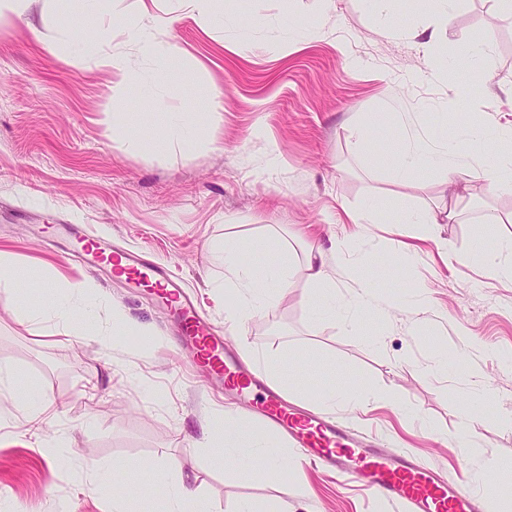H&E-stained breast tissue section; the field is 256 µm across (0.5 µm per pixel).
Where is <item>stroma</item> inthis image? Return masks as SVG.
I'll return each instance as SVG.
<instances>
[{
  "mask_svg": "<svg viewBox=\"0 0 512 512\" xmlns=\"http://www.w3.org/2000/svg\"><path fill=\"white\" fill-rule=\"evenodd\" d=\"M224 13L231 23L212 32L180 15L168 34L180 50L173 74L181 103L214 87L223 109L204 115V145L163 154L131 150L122 135L105 131V111L136 106V89L115 86L73 50L54 55L32 37L33 25H80L76 0H56L50 9L32 0L23 17L0 21V251L26 273L18 288L0 282V368L39 386L51 402L35 429L12 397L0 396V494L38 512H113L127 492L137 512H159L162 483L182 479L207 512H234L245 498L281 499L293 512H407L293 447L272 480L213 467L200 445L221 414L254 429L267 420L191 366L177 319L150 289L68 259V240L46 241L45 224L82 226L165 265L257 371L274 362L308 373L306 390L335 380L378 394L379 407L365 414L288 394L289 402L337 419L350 439L408 453L418 467L476 493L487 486L512 491V471L485 467L492 458L512 459V429L492 424L512 413V281L458 260L476 239L490 247L512 240V223L483 221L490 211H512V187L492 196L477 180L459 223L400 224L402 210L437 204L438 173L425 169L412 186L393 184L385 158L403 134L396 122L373 130L368 148L351 137L364 116L405 112L424 139L442 132L456 149L481 154L492 175L495 154L462 139L458 121L512 122V20H493L492 0H457L425 53L416 35L435 17L422 0H394L386 13L370 11L364 0H224ZM290 33L301 42L281 54L275 42ZM243 38L250 48L230 51ZM483 43L491 46L493 77L462 95L453 60L459 48ZM374 196L384 223L371 225L355 252L336 253L334 242L356 230L350 214ZM272 236L291 255L290 288L230 324L225 310L234 295L222 286L215 250L243 240L246 260L265 264L273 256L262 243ZM397 236L419 254L410 261L375 256L374 304L357 325L319 316L304 251L326 253L347 296L363 272L359 253ZM58 273L94 285L92 327L111 325L117 308L128 332L91 340L22 317L15 293L43 299L44 281ZM143 328L150 339L140 336ZM442 353L448 370L432 373ZM472 398L475 445L460 448L454 434ZM54 436L71 453L51 464L40 444ZM123 460L144 469L120 485L90 489L93 467Z\"/></svg>",
  "mask_w": 512,
  "mask_h": 512,
  "instance_id": "stroma-1",
  "label": "stroma"
}]
</instances>
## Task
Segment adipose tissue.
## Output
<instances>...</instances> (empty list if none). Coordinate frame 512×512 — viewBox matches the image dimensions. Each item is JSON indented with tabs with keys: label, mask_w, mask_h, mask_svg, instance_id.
<instances>
[{
	"label": "adipose tissue",
	"mask_w": 512,
	"mask_h": 512,
	"mask_svg": "<svg viewBox=\"0 0 512 512\" xmlns=\"http://www.w3.org/2000/svg\"><path fill=\"white\" fill-rule=\"evenodd\" d=\"M121 2L83 0L85 20L97 30V37H82L71 27L59 30L54 37L37 29L33 36L51 51L63 43H74L87 66L110 71L117 86H134L144 95L162 88L168 96L177 97V87L167 82L168 67L177 49L164 37L174 23L173 16L162 10L160 0H137L133 20L123 28L119 39L111 40L107 34L112 15ZM106 126L112 131L129 133L130 148L155 153H163L176 146L191 147L200 129L196 113L183 107L165 113L160 121L151 112L120 109L109 113ZM468 131L478 139L491 142L499 156L492 183L511 186L512 127L472 125ZM389 152L397 185H412L419 168L424 166L443 173L441 187L453 198L463 197L470 183L477 180L481 169V163L475 156L437 145H424L411 134L401 137L398 143L390 146ZM243 248V243L237 240L225 241L223 248L224 285L232 289L236 301L235 311L228 316L232 322L256 310L258 303H273L290 286L287 257H280L272 264L257 265L242 260ZM304 265L309 281L323 286L326 291L324 309L329 318L343 317L345 305L336 299V280L329 272L324 252L307 249ZM95 305L94 286L89 281L55 280L50 284L49 300L28 301L20 305L19 310L28 320L54 321L68 327L74 335L88 336L92 330L87 322ZM206 451L214 466L231 465L238 473L250 472L262 479L284 467V450L279 440L248 430L238 422H225L218 440L210 442Z\"/></svg>",
	"instance_id": "1"
}]
</instances>
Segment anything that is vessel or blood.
<instances>
[{"label":"vessel or blood","mask_w":512,"mask_h":512,"mask_svg":"<svg viewBox=\"0 0 512 512\" xmlns=\"http://www.w3.org/2000/svg\"><path fill=\"white\" fill-rule=\"evenodd\" d=\"M78 242L80 248L73 253L77 260L89 257L108 267L114 277L152 284L177 313L180 332L192 346L193 364L250 399L265 418L286 430L307 454L365 482L371 490L412 512H482L481 495L419 469L408 455L367 447L349 439L332 422L288 409L280 395L263 387L252 372L238 363L223 337L198 314L190 297L169 282L163 268L85 236L79 237Z\"/></svg>","instance_id":"vessel-or-blood-1"}]
</instances>
